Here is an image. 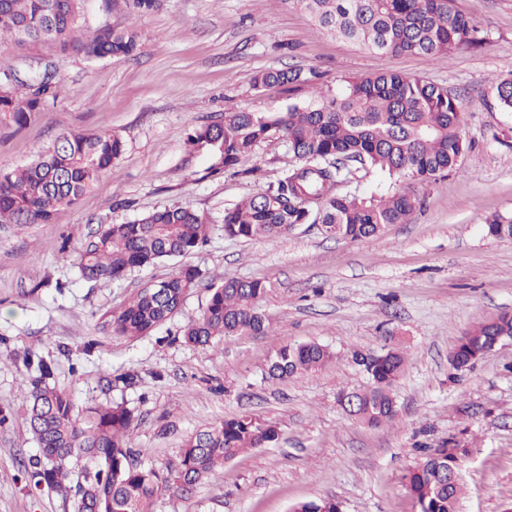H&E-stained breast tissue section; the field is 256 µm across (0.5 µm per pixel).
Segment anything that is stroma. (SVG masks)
Masks as SVG:
<instances>
[{
  "mask_svg": "<svg viewBox=\"0 0 512 512\" xmlns=\"http://www.w3.org/2000/svg\"><path fill=\"white\" fill-rule=\"evenodd\" d=\"M481 30V43L451 57L381 55L325 33L292 0H154L131 11L125 0H88L86 25L141 34L136 58L89 61L51 49L10 50L19 72L48 69L53 94L24 127L0 123V169L35 160L63 132L115 131L121 157L76 206L51 223L0 224V512H73L71 502L31 493L21 472L39 448L26 429L25 369L15 354L50 361L53 380L77 402L122 401L135 416L134 443L145 465L167 472L185 435L241 415L275 423L274 443L239 454L188 495L158 494L153 512H289L298 502L333 499L342 512H417L403 476L427 449L454 439L467 454L458 512H512V345L486 354L449 379L448 354L477 321L512 313V238L487 236L486 220L512 214V111L495 80L512 77V0H457ZM296 67L310 85L254 88L250 77ZM396 71L448 88L466 111L470 146L461 166L432 183L375 169L348 190L415 195L405 224L350 242L302 224L287 236L246 240L215 230L181 262L163 261L106 287L79 277L62 243L78 251L105 223L119 224L165 205L221 217L275 182L291 164L287 144L260 143L238 168L215 175L214 160L188 141L193 129L227 112H277L314 91L336 92L347 78ZM204 284L188 294L157 334L127 340L101 332L100 315L179 264ZM258 280L260 336H234L209 349L177 337L203 312L207 284ZM63 290H55V282ZM403 341L405 370L394 386V423L369 427L342 408V391L370 383L352 359ZM326 346L333 360L307 375L274 379L267 363L282 347ZM135 370L133 387L105 376Z\"/></svg>",
  "mask_w": 512,
  "mask_h": 512,
  "instance_id": "obj_1",
  "label": "stroma"
}]
</instances>
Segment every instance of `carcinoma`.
<instances>
[{
    "label": "carcinoma",
    "instance_id": "cac0c4a2",
    "mask_svg": "<svg viewBox=\"0 0 512 512\" xmlns=\"http://www.w3.org/2000/svg\"><path fill=\"white\" fill-rule=\"evenodd\" d=\"M324 31L380 54L451 56L475 46L480 29L455 0H293ZM87 0H0V120L26 124L41 111L49 77L26 82L7 63L5 47L50 46L89 60L133 58L140 36L136 28H99L82 32ZM310 82L297 69H273L251 76L253 86L294 88ZM500 105L512 110V77L497 81ZM465 113L448 89L397 72L353 77L334 93H322L304 105L278 112H226L190 135L194 146L216 159L215 171L235 168L259 143L274 136L288 145L298 165L257 194L224 212L217 221L181 205L163 206L122 224H100L78 252L76 267L87 281L112 283L162 260L184 257L207 244L213 224L224 235L273 239L295 224H319L324 234L351 242L379 236L390 224H403L417 201L396 193L375 199L345 192L342 185L354 166L402 174L430 182L460 165L465 151ZM117 132H66L31 164L0 171V224L24 228L49 224L61 207L75 206L99 175L123 153ZM492 237H512V216L487 220ZM201 273L182 266L164 280L139 291L124 307L103 315L102 329L112 336L137 339L153 335L178 312L187 294L199 286ZM265 288L259 280L225 277L209 288L203 313L179 330L183 342L208 348L232 336L267 331L259 311ZM498 336H512V313L476 323L459 338L452 376L470 369L475 353ZM360 365L370 385L344 391L340 402L358 423L377 427L393 421L397 405L393 387L404 371L397 348L363 354ZM333 359L315 342L279 349L268 374L296 377ZM21 361L27 376L26 424L41 454L29 458L26 472L35 491L56 493L72 502L74 512H151L160 492L186 495L238 454L262 448L279 437L277 427L242 415L197 430L182 440L178 463L165 474L145 467L134 449L133 411L123 402L78 406L51 383V364L26 350ZM467 449L456 441L428 450L404 475L417 512H457L461 482L444 481L459 470ZM82 458L80 470L70 461ZM291 512H340L333 500L296 504Z\"/></svg>",
    "mask_w": 512,
    "mask_h": 512
}]
</instances>
